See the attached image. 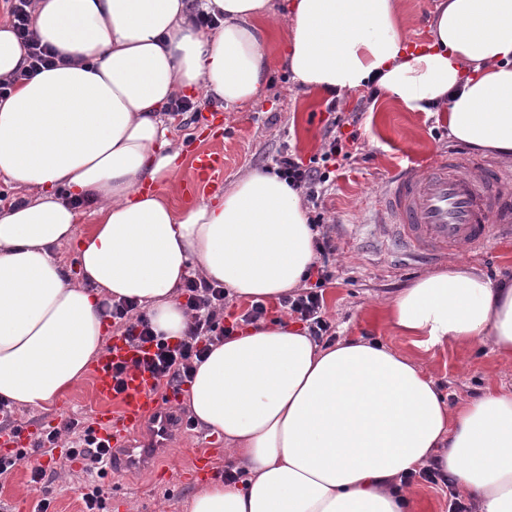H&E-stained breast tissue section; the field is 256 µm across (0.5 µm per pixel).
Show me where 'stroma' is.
I'll return each instance as SVG.
<instances>
[{"label": "stroma", "instance_id": "stroma-1", "mask_svg": "<svg viewBox=\"0 0 512 512\" xmlns=\"http://www.w3.org/2000/svg\"><path fill=\"white\" fill-rule=\"evenodd\" d=\"M270 51L275 64L257 99L227 106L199 98L194 111L177 117L171 135L185 143L188 154L178 172L179 180L188 176L191 157L205 149L223 151L224 180L228 183L249 172L265 170L285 149L305 161L318 156L327 105L337 102L348 120L344 132L357 134L351 158L337 160L336 177L323 202L325 221L331 225L338 246L333 280L323 293L325 316L337 338L376 340L419 359L452 406L480 397L491 384L511 387L512 363L498 359L489 347L461 349L448 344L423 350L414 345L412 337L388 326L379 307L380 302L394 298L426 273L427 267L391 253L387 237L376 224L378 194L406 160L423 165L444 151H466V144L449 137L443 117L401 111L394 100L371 96L369 91L334 100L328 94L295 87L279 62L282 43L273 42ZM219 127L224 128L225 137H217L215 130ZM179 180L167 186L168 196L181 207L195 204V197L181 192ZM458 258L492 280H512V238L463 251ZM97 409L87 379L66 392L52 410L16 409L15 427L0 428V455L15 453V445L7 441L13 429L24 432L29 442L23 448L24 459L0 478V512H11L19 500L25 501L28 512H34L46 495L51 498L49 512H84L81 489L91 481L104 490L102 512H185L200 482L223 479L229 464L224 455V437L195 422L165 451L160 467L153 473L131 472L115 477L91 473L83 461L67 459L57 448L53 451L54 479L48 492L34 490L28 459L41 452L36 444L39 434L72 417L93 419ZM200 439L206 440V448H196Z\"/></svg>", "mask_w": 512, "mask_h": 512}]
</instances>
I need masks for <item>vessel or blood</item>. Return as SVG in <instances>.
Here are the masks:
<instances>
[{"mask_svg": "<svg viewBox=\"0 0 512 512\" xmlns=\"http://www.w3.org/2000/svg\"><path fill=\"white\" fill-rule=\"evenodd\" d=\"M224 158L202 153L196 180L187 193L220 187ZM500 174L482 167L467 153L436 155L426 168L407 162L392 175L376 208L378 225L402 253L424 262L487 245L495 236L512 235V200L499 191ZM145 348L119 339L105 350L92 374L101 409L95 434L112 450L110 471L121 473L150 465L182 430L184 420L164 406L159 384L148 371L134 367ZM129 363L124 389L115 392L112 366ZM118 410H111L112 398Z\"/></svg>", "mask_w": 512, "mask_h": 512, "instance_id": "vessel-or-blood-1", "label": "vessel or blood"}]
</instances>
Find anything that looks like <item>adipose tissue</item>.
I'll list each match as a JSON object with an SVG mask.
<instances>
[{"mask_svg": "<svg viewBox=\"0 0 512 512\" xmlns=\"http://www.w3.org/2000/svg\"><path fill=\"white\" fill-rule=\"evenodd\" d=\"M35 0L33 28L58 66L0 101V177L23 197L0 213V399L45 408L104 348L103 302L146 309L165 339L183 336L190 271L230 295L274 301L313 265L315 234L298 190L253 171L177 210L160 185L185 152L164 110L203 94L227 105L264 89L269 42L296 86L346 97L366 88L405 112H440L449 137L512 160V0H441L427 42L399 0ZM83 200L94 217L76 234ZM76 241L79 280L54 250ZM422 347L487 344L512 362V281L456 262L381 305ZM185 404L222 434L243 476L200 484L187 512H411L406 475L428 464L477 512H512V388L446 403L425 367L377 341L316 344L282 319L211 346Z\"/></svg>", "mask_w": 512, "mask_h": 512, "instance_id": "obj_1", "label": "adipose tissue"}]
</instances>
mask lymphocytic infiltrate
Instances as JSON below:
<instances>
[{
    "label": "lymphocytic infiltrate",
    "instance_id": "1",
    "mask_svg": "<svg viewBox=\"0 0 512 512\" xmlns=\"http://www.w3.org/2000/svg\"><path fill=\"white\" fill-rule=\"evenodd\" d=\"M31 6L32 0H0V8L4 9L12 30L26 48L29 60L27 68L14 74L12 80L0 82V99L7 97L12 82L29 79L54 63V51L43 45L31 28ZM336 108V102L332 101L327 105L332 118L324 132V147L320 158L305 162L294 153L284 151L275 158L272 168L273 173L288 186L304 192L307 202L316 208L320 207L321 198L327 191L330 165L335 164L337 158L347 159L351 156L346 143L336 133L342 122ZM310 225L319 232L315 239L317 258L312 267L316 280L306 285L301 292L282 297L279 304L288 314L296 316L304 324L308 335L315 342H331L335 339V333L324 316L323 289L333 277L330 258L335 247L331 236L322 231V215L311 218ZM182 294L186 298L185 307L190 314V322L184 336L174 343L156 335L146 316L135 314L134 304L120 301L107 309L114 321L125 322L123 335L126 341L153 347L154 352L144 361V368L157 380L174 386L189 382L196 361L206 356L210 345L234 332L233 327L221 325L218 320L227 298L223 288L191 276L186 279ZM64 431L72 435L66 450L68 458L86 461L89 468L105 471L110 457L109 448L105 442L95 437L92 427L80 426L78 421H66L60 431H46L39 441L40 447H55L60 433Z\"/></svg>",
    "mask_w": 512,
    "mask_h": 512
}]
</instances>
